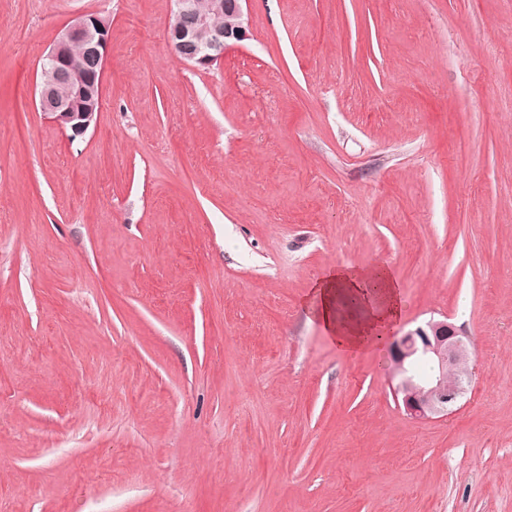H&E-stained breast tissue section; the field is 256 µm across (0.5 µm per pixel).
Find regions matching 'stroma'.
Here are the masks:
<instances>
[{
	"instance_id": "obj_1",
	"label": "stroma",
	"mask_w": 512,
	"mask_h": 512,
	"mask_svg": "<svg viewBox=\"0 0 512 512\" xmlns=\"http://www.w3.org/2000/svg\"><path fill=\"white\" fill-rule=\"evenodd\" d=\"M174 0H0V512H512V0H250L198 69ZM112 20L71 141L44 53ZM385 264L461 327L448 418L310 312Z\"/></svg>"
}]
</instances>
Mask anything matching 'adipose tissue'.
<instances>
[{
	"mask_svg": "<svg viewBox=\"0 0 512 512\" xmlns=\"http://www.w3.org/2000/svg\"><path fill=\"white\" fill-rule=\"evenodd\" d=\"M314 313L338 349L353 352L374 344L378 333L396 326L400 285L387 267H339L313 289Z\"/></svg>",
	"mask_w": 512,
	"mask_h": 512,
	"instance_id": "obj_1",
	"label": "adipose tissue"
}]
</instances>
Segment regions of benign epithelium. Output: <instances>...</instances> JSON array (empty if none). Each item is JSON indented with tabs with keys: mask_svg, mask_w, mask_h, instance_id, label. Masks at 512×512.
Returning <instances> with one entry per match:
<instances>
[{
	"mask_svg": "<svg viewBox=\"0 0 512 512\" xmlns=\"http://www.w3.org/2000/svg\"><path fill=\"white\" fill-rule=\"evenodd\" d=\"M247 0H210L209 11L199 0H175L168 46L179 61L208 68L224 58L230 43L249 39L244 4ZM112 22L98 13L70 21L44 55L38 101L42 114L70 139L82 138L95 127L103 101V81ZM92 63L77 71L70 64L72 47ZM389 345L391 372L397 380L396 401L411 419L446 416L467 392L472 369L463 335L448 320H430L407 330ZM433 366V375L419 380L412 372L418 362Z\"/></svg>",
	"mask_w": 512,
	"mask_h": 512,
	"instance_id": "7a95c632",
	"label": "benign epithelium"
}]
</instances>
